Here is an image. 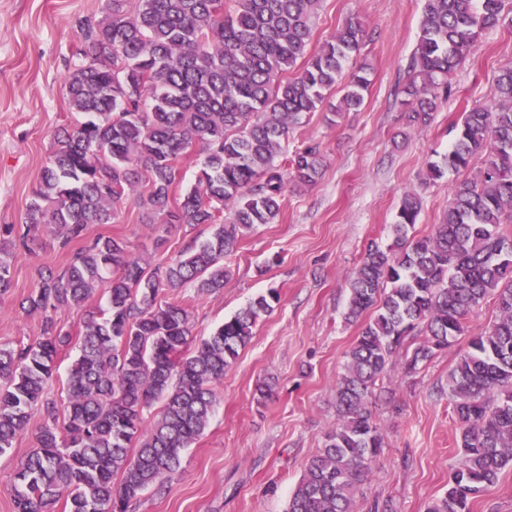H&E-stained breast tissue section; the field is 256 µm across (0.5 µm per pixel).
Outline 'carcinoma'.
I'll return each instance as SVG.
<instances>
[{"label":"carcinoma","mask_w":512,"mask_h":512,"mask_svg":"<svg viewBox=\"0 0 512 512\" xmlns=\"http://www.w3.org/2000/svg\"><path fill=\"white\" fill-rule=\"evenodd\" d=\"M103 2L102 16L81 26L82 61L65 83L85 120L55 130L24 222L0 225V295L13 285L14 251L28 248L38 225H50L64 246L81 243L26 299L42 318L41 336L20 349L0 343V455L42 414L16 473L15 512H52L62 498L64 512H127L144 490L177 478L183 452L209 424L215 385L278 292L256 297L193 347L187 304L160 294L191 283L220 292L224 258L242 235L276 219L289 183L312 185L322 175L319 144L288 155L290 129L339 81L342 109L359 108L368 86L367 66L353 62L365 38L357 19L310 51L322 0ZM503 9L504 0H425L407 64L413 78L402 90L410 121L432 119L481 33L504 21ZM495 89V105L463 112L448 153L428 163V178L439 180L484 155L474 177L453 185L434 231L410 235L421 202L407 193L392 242L368 247L351 275L346 319L375 314L336 384L338 425L307 461L286 512H352L384 444L369 408L376 382L400 351L412 374L448 349L488 299L496 321L448 373L462 460L426 512H470V501L512 467V233L501 228L512 218V65L499 70ZM196 147V185L173 204L178 161ZM131 197L160 224L211 232L148 270L122 239L87 236L90 224L118 222ZM99 292L107 307L87 309ZM63 308L86 313L60 405L45 387L69 343L53 318ZM158 401L161 414L148 425L145 413Z\"/></svg>","instance_id":"obj_1"}]
</instances>
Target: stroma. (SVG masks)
I'll return each instance as SVG.
<instances>
[{
	"mask_svg": "<svg viewBox=\"0 0 512 512\" xmlns=\"http://www.w3.org/2000/svg\"><path fill=\"white\" fill-rule=\"evenodd\" d=\"M102 5V0H0V224L23 222L53 150L54 131L82 119L69 107L64 82L79 63L80 27L98 19ZM423 9L424 0H322L313 46L350 17L365 26L358 56L370 80L364 102L332 113L331 105L342 96L335 90L327 105L302 116L288 135V148L319 142L326 159L322 177L314 185L290 188L274 223L242 237L226 260L230 275L221 293L180 289L191 302L196 342L268 289H277L280 301L259 319L250 343L216 386L214 414L186 450L179 477L165 491H146L130 512H285L308 459L335 430L336 383L361 328L345 318L350 275L368 245L391 243L406 193H417L422 203L414 235H429L440 223L452 185L472 177L483 158L475 156L469 169L436 181L427 180V163L447 153L465 110L494 103L495 77L512 64V22H506L479 37L431 121L411 124L399 100ZM89 233L121 238L134 255L154 265L174 258L191 240H204L209 229H163L129 201L118 223L91 225ZM34 236L31 252L15 254L13 286L0 296V342L36 341L41 318L25 312L21 302L37 288L41 269L61 267L68 258L48 227ZM496 314L490 300L475 308L464 334L414 374H405L401 355H394L371 399L384 448L355 497L354 512H425L428 503L445 495L461 460L448 373ZM55 319L70 334L50 386L58 400L66 394L83 314L62 309ZM262 380L272 384L274 395L261 403L254 388ZM40 424V417H33L14 447L0 455V512H13L14 474Z\"/></svg>",
	"mask_w": 512,
	"mask_h": 512,
	"instance_id": "1",
	"label": "stroma"
}]
</instances>
